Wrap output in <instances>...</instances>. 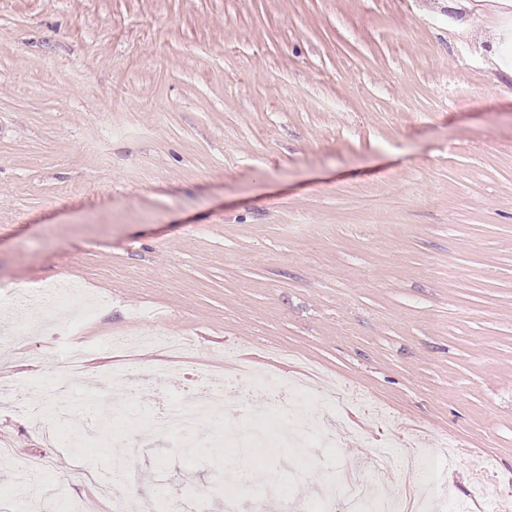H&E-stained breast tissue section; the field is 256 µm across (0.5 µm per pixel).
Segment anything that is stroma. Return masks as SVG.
<instances>
[{
    "instance_id": "1",
    "label": "stroma",
    "mask_w": 512,
    "mask_h": 512,
    "mask_svg": "<svg viewBox=\"0 0 512 512\" xmlns=\"http://www.w3.org/2000/svg\"><path fill=\"white\" fill-rule=\"evenodd\" d=\"M477 2L0 0V338L31 353L0 383L34 394L81 349L80 387L122 374L149 413L142 372L175 398L203 372L232 386L231 424L276 433L254 374L332 384L304 412L354 435L263 457L296 463L281 494L353 495L414 437L427 468L386 481L408 512H498L476 490L512 494V12ZM60 281L91 310L69 336L79 307L36 323L20 304ZM142 332L186 347L106 345ZM1 437L0 494L56 484L110 512L111 456L56 447L0 396ZM184 441L130 440L129 502L167 512L247 461Z\"/></svg>"
}]
</instances>
